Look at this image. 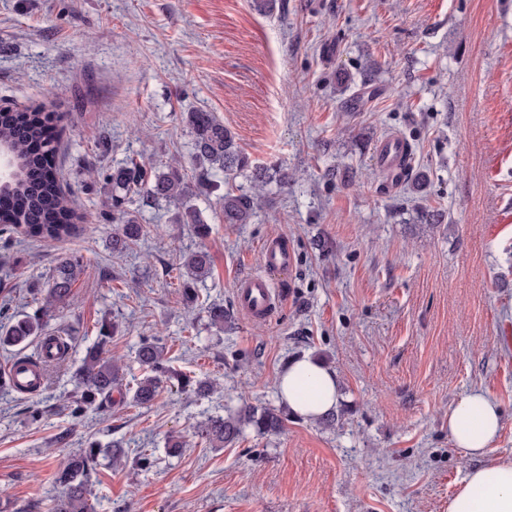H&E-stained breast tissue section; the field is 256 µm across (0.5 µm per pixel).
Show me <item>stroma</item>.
<instances>
[{
  "label": "stroma",
  "mask_w": 512,
  "mask_h": 512,
  "mask_svg": "<svg viewBox=\"0 0 512 512\" xmlns=\"http://www.w3.org/2000/svg\"><path fill=\"white\" fill-rule=\"evenodd\" d=\"M60 119L59 179L81 215L64 242L0 240V307L35 315L61 263L72 295L43 318L65 361L39 391L0 390V512H47L52 476L88 440L149 452V466L100 459L95 512H448L468 464L448 410L480 388L512 453V0H0V105ZM207 111L260 165L287 168L247 224L222 216L224 175L200 188L186 115ZM414 151L409 178L374 160L385 136ZM176 161L210 226V274L183 299L180 257L198 244L175 206L133 195L145 235L113 248L103 171ZM437 210L441 223L426 214ZM272 235L294 265L274 317L236 313L233 285L259 271ZM233 311L210 325L212 304ZM108 356L134 387L137 349L160 339L176 369L217 394L165 387L149 406L73 414L72 375L102 320ZM335 370L334 426L289 416L213 448L192 434L243 405L282 407L280 372L303 357ZM69 432L67 447L55 439ZM172 436L187 447L167 448Z\"/></svg>",
  "instance_id": "35a3bbf8"
}]
</instances>
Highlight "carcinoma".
Instances as JSON below:
<instances>
[{"mask_svg":"<svg viewBox=\"0 0 512 512\" xmlns=\"http://www.w3.org/2000/svg\"><path fill=\"white\" fill-rule=\"evenodd\" d=\"M54 116L43 105L23 109L0 106V149L11 153L14 159L13 176L0 182V234L20 232L32 238L64 240L70 237L79 216L64 195L57 165L58 143L54 134ZM186 122L194 136L195 158L199 164V181L206 186L211 171L218 169L224 177L249 173L251 191L224 193L223 214L226 224H247L266 196V187L274 181L287 179L281 168L261 167L252 162L239 147L234 134L212 112H189ZM112 182V222L118 224L113 245L130 250L141 241L144 227L135 215L124 209L129 196L137 186H145L146 199L165 200L181 205L178 220L189 224L200 238L209 233L202 213L184 202L186 186L176 168L148 173V168L137 163L112 168L105 175ZM210 254L200 248L182 256L190 282L185 284L184 299L195 298L193 284L210 272ZM77 263L65 261L51 279L41 310L66 301L72 293ZM40 330V319L25 317L0 328V343L20 346ZM114 323L103 320L97 341L86 352L75 375V407L78 414L88 408L100 410L112 404V391L121 385L120 367L106 356V346L112 341ZM165 348L146 340L139 346L138 361L146 376L138 383L132 400L138 405L153 402L164 385L177 380L182 386L190 379L172 369L164 358ZM287 413L281 409L258 408L244 405L226 415L209 416L196 424L194 434L212 446L230 445L251 426L265 434L279 431ZM107 452L116 462L125 456L120 446L104 449L96 442L71 455L65 466L55 472L54 483L64 490L52 512H91L89 485L98 466L99 455Z\"/></svg>","mask_w":512,"mask_h":512,"instance_id":"carcinoma-1","label":"carcinoma"}]
</instances>
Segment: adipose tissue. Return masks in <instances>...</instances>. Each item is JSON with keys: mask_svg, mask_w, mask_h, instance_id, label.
Returning <instances> with one entry per match:
<instances>
[{"mask_svg": "<svg viewBox=\"0 0 512 512\" xmlns=\"http://www.w3.org/2000/svg\"><path fill=\"white\" fill-rule=\"evenodd\" d=\"M276 386L289 411L318 419L336 407L338 383L333 370L305 357L288 364ZM502 426V411L488 393L473 389L448 410V435L466 457L474 459L448 501V512H512V455L480 466L476 460L491 451Z\"/></svg>", "mask_w": 512, "mask_h": 512, "instance_id": "ef3b65f1", "label": "adipose tissue"}]
</instances>
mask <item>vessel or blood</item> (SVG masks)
Here are the masks:
<instances>
[{
  "label": "vessel or blood",
  "instance_id": "1",
  "mask_svg": "<svg viewBox=\"0 0 512 512\" xmlns=\"http://www.w3.org/2000/svg\"><path fill=\"white\" fill-rule=\"evenodd\" d=\"M407 155L405 139L392 134L377 144L375 161L384 172L400 174L404 171ZM260 264V271L241 277L234 285L237 306L252 322L268 321L276 311L272 294L281 285V275L287 274L293 264L287 241L278 236L267 238L261 248ZM0 372L6 373L12 384L23 392L43 382L39 367L14 360L0 366Z\"/></svg>",
  "mask_w": 512,
  "mask_h": 512
}]
</instances>
